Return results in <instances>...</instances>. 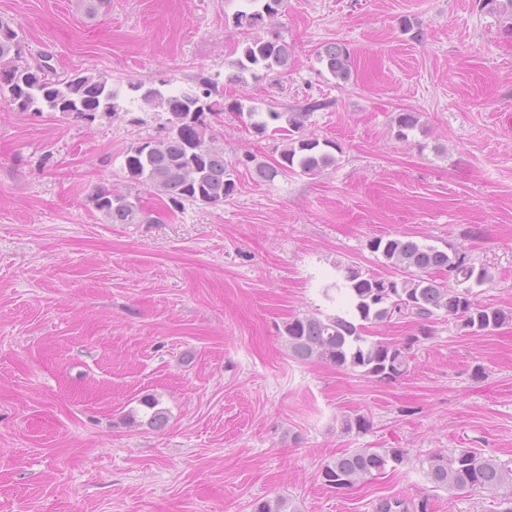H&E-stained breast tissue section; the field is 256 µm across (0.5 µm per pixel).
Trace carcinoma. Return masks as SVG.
<instances>
[{"label":"carcinoma","mask_w":512,"mask_h":512,"mask_svg":"<svg viewBox=\"0 0 512 512\" xmlns=\"http://www.w3.org/2000/svg\"><path fill=\"white\" fill-rule=\"evenodd\" d=\"M247 9L235 14L238 29H262L267 22L285 12L286 0H246ZM477 7L496 13L504 28L512 32V0H478ZM288 42L276 33L246 40L237 72L227 81L243 80L250 72L258 78L276 68L287 66ZM330 74L346 80L351 74V52L343 42H330L318 52ZM145 108L168 114L165 133L148 138L131 147L125 155L128 179L156 194L168 198L176 207L184 203L215 206L224 203L237 190L234 167L224 160V150L216 144L215 124L226 112L234 113L257 134H264L269 123L281 118L279 112H260L242 103L224 104L219 82L201 77L195 85L173 92H163L144 82L128 84ZM0 102L18 112H51L75 117L94 118L97 113L115 116L123 111L120 90L102 74L74 73L56 76L53 67L43 60L30 64L23 60L21 40L13 23L0 19ZM323 104L314 101L304 112H293L288 124L300 130L310 113ZM397 137L407 139L416 129L415 112L398 113ZM336 161L320 147L315 138H293L280 152L274 165H257L259 179L273 182L277 177L296 170L316 175ZM98 211L114 224H150L153 217L125 195L100 189L94 196ZM372 251L382 255L385 263L402 274L399 279L364 273L353 266L344 268L342 277L324 288V295L335 290L344 295L347 309L334 315L296 317L284 325L282 336L288 352L300 361L313 358L339 368L360 373L363 377L391 382L404 376L415 345L429 338L427 323L444 315L470 334L491 332L512 322V312L478 303L473 288L492 281L483 265L477 266L456 251L448 253L433 245L402 237L376 238ZM410 317L420 324V335L405 342L372 340L368 326L385 323L393 316ZM151 410L147 423L161 428L167 413L159 402L146 400ZM404 448H355L322 465L319 477L328 488L341 493L360 482H368L396 468L407 458ZM426 478L438 489H483L494 492L512 487V459L486 457L471 448H454L446 454L435 453L419 460ZM253 512H298L284 498L259 500Z\"/></svg>","instance_id":"obj_1"}]
</instances>
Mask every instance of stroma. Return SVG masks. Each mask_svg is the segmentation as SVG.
I'll return each instance as SVG.
<instances>
[{"mask_svg": "<svg viewBox=\"0 0 512 512\" xmlns=\"http://www.w3.org/2000/svg\"><path fill=\"white\" fill-rule=\"evenodd\" d=\"M245 0H0L24 58L114 87H188L226 77ZM276 29L288 65L226 82L225 102L310 113L301 134L336 162L274 182L287 128H218L236 192L169 210L131 183L127 150L167 115L131 107L76 119L0 104V512H252L283 497L299 512H499L504 491L432 488L428 453L512 457V324L469 335L434 320L408 373L384 382L288 352L283 326L336 313L337 266L395 277L371 240L408 236L489 268L481 304L512 311V36L474 0H287ZM353 52L348 80L318 59ZM419 125L396 135L398 113ZM139 199L153 224H113L98 189ZM153 397L168 422L147 424ZM370 428L345 433L344 418ZM354 448L407 460L336 493L322 465Z\"/></svg>", "mask_w": 512, "mask_h": 512, "instance_id": "obj_1", "label": "stroma"}]
</instances>
